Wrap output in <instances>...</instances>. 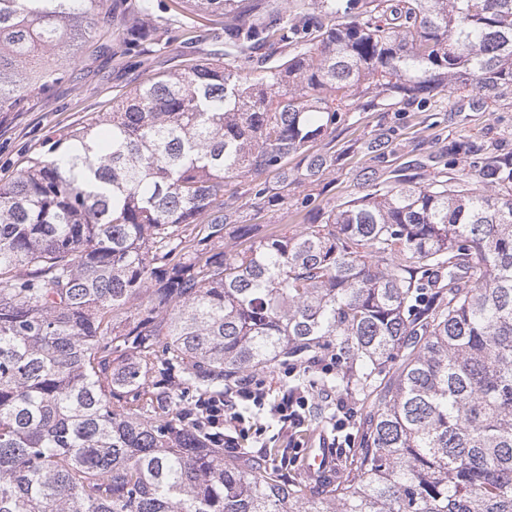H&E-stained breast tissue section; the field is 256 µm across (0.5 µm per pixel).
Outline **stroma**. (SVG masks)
Here are the masks:
<instances>
[{
  "label": "stroma",
  "mask_w": 512,
  "mask_h": 512,
  "mask_svg": "<svg viewBox=\"0 0 512 512\" xmlns=\"http://www.w3.org/2000/svg\"><path fill=\"white\" fill-rule=\"evenodd\" d=\"M145 76L136 58L86 51L72 78L46 94L29 98L22 109L0 112V178L43 158L48 139L72 126L100 119L113 99ZM380 129L389 130L392 145L377 156L368 153L363 143ZM469 137L484 140L493 154H512V93L486 101L474 87H444L426 102L404 105L397 111L366 106L351 113L337 124L335 133L314 145L315 150L335 154L334 169L317 185L292 186L287 208L279 211L258 213L246 207L247 186L243 182L229 181L225 192L243 202V223L289 235L329 206L365 194L359 181L363 173L385 176L402 169L409 174L445 176L451 168H463L467 159L458 145ZM335 394L331 388L326 395L316 396L315 405L322 408L323 416L320 421L307 423L298 435L275 426L262 443L247 441V462H265L285 480H304L301 451L293 443L335 438V424L341 418Z\"/></svg>",
  "instance_id": "35a3bbf8"
}]
</instances>
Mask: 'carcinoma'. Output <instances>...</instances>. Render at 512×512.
Returning a JSON list of instances; mask_svg holds the SVG:
<instances>
[{
    "label": "carcinoma",
    "mask_w": 512,
    "mask_h": 512,
    "mask_svg": "<svg viewBox=\"0 0 512 512\" xmlns=\"http://www.w3.org/2000/svg\"><path fill=\"white\" fill-rule=\"evenodd\" d=\"M0 0V112L79 49L206 42L0 180V512H512V156L399 176L258 236L365 105L512 88V0ZM224 17L195 30L190 15ZM303 155L300 171L288 157ZM336 358L361 401L339 481L224 455L174 391Z\"/></svg>",
    "instance_id": "obj_1"
}]
</instances>
